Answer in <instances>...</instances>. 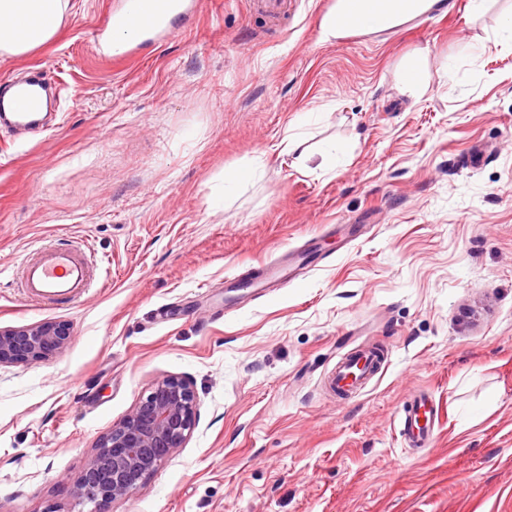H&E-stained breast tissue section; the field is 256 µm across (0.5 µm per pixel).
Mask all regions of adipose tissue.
Segmentation results:
<instances>
[{
  "label": "adipose tissue",
  "mask_w": 512,
  "mask_h": 512,
  "mask_svg": "<svg viewBox=\"0 0 512 512\" xmlns=\"http://www.w3.org/2000/svg\"><path fill=\"white\" fill-rule=\"evenodd\" d=\"M68 7L69 0H0V57L26 55L45 45L62 27ZM448 9L447 0H336L321 35L331 42L350 32H383Z\"/></svg>",
  "instance_id": "adipose-tissue-1"
}]
</instances>
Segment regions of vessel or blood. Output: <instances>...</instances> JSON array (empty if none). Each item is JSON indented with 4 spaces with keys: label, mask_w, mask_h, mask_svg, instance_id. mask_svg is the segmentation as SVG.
Returning <instances> with one entry per match:
<instances>
[{
    "label": "vessel or blood",
    "mask_w": 512,
    "mask_h": 512,
    "mask_svg": "<svg viewBox=\"0 0 512 512\" xmlns=\"http://www.w3.org/2000/svg\"><path fill=\"white\" fill-rule=\"evenodd\" d=\"M201 7L202 0H113L94 35V52L115 63L145 58L151 48L191 27ZM57 96L56 87L39 72L24 82L8 81L0 94V123L24 130L41 128L34 114L42 100ZM94 282L81 243L65 240L33 249L23 262L19 286L29 301L59 306L78 301ZM388 362L389 353L381 348L351 350L333 377L337 393L353 394ZM434 418L432 405L423 397L404 409L400 434L408 447L420 448L430 440Z\"/></svg>",
    "instance_id": "obj_1"
}]
</instances>
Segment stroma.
Listing matches in <instances>:
<instances>
[{"label":"stroma","instance_id":"obj_1","mask_svg":"<svg viewBox=\"0 0 512 512\" xmlns=\"http://www.w3.org/2000/svg\"><path fill=\"white\" fill-rule=\"evenodd\" d=\"M112 2L71 0L51 42L0 58V78L40 68L61 91L46 131L0 127V328L72 329L52 360L0 368V512H80L98 439L168 375L194 386L193 434L108 512H512V0L335 43L327 0L275 22L203 0L191 32L120 64L91 49ZM416 50L418 99L396 87ZM295 126L303 163L279 146ZM64 238L108 279L68 309L25 301L22 259ZM305 244L298 281L228 297ZM364 346L390 362L339 399ZM420 394L439 415L409 448ZM262 175V165L257 161L254 165H248L239 169H233L224 175L225 195L232 190L243 188L259 179ZM436 410L427 398L419 397L400 416V434L409 448H422L431 438Z\"/></svg>","mask_w":512,"mask_h":512}]
</instances>
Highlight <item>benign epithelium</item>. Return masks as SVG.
I'll return each mask as SVG.
<instances>
[{
  "instance_id": "benign-epithelium-1",
  "label": "benign epithelium",
  "mask_w": 512,
  "mask_h": 512,
  "mask_svg": "<svg viewBox=\"0 0 512 512\" xmlns=\"http://www.w3.org/2000/svg\"><path fill=\"white\" fill-rule=\"evenodd\" d=\"M71 329L62 322L0 328V367L40 363L60 354ZM196 393L178 376L156 380L129 414L97 441L72 495L88 512H106L109 504L135 494L162 464L184 447L195 428Z\"/></svg>"
}]
</instances>
